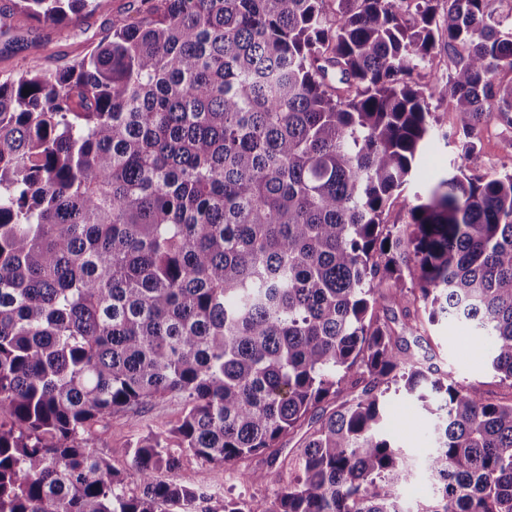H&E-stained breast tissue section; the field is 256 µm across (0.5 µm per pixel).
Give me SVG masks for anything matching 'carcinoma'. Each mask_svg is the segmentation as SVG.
<instances>
[{
    "label": "carcinoma",
    "mask_w": 512,
    "mask_h": 512,
    "mask_svg": "<svg viewBox=\"0 0 512 512\" xmlns=\"http://www.w3.org/2000/svg\"><path fill=\"white\" fill-rule=\"evenodd\" d=\"M489 2L139 0L73 64L0 81V512H197L183 458L272 465L324 403L271 505L224 512H405L400 383L441 396L428 512H512V401L443 382L379 314L469 323L512 388V7ZM15 7L62 26L96 0ZM439 137L451 169L386 223ZM169 395L181 418L114 470L96 427ZM498 127L491 122L483 131L477 159L470 165V173L492 176L500 171L502 157V136Z\"/></svg>",
    "instance_id": "1"
}]
</instances>
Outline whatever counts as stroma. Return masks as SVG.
I'll return each instance as SVG.
<instances>
[{"label": "stroma", "instance_id": "35a3bbf8", "mask_svg": "<svg viewBox=\"0 0 512 512\" xmlns=\"http://www.w3.org/2000/svg\"><path fill=\"white\" fill-rule=\"evenodd\" d=\"M12 0H0V80L16 73L27 60L37 61L48 70L71 65L111 30L136 15L137 0H100L97 11L84 15L61 27L37 25L14 14ZM457 140H439L426 150L418 161L411 182L396 192L387 212L390 224L407 222L409 204L415 194L425 192L449 168L458 152ZM469 329L461 323L440 322L419 333L402 332L401 337L410 353L431 357L441 370L466 387L476 388L486 397L505 400L512 391L502 385L482 356L478 346L469 340ZM385 435L414 463L411 483L403 485L400 492L405 512H422L434 505L437 492L426 468L425 460L431 453L433 417L404 389L390 388L385 396ZM184 402L178 397H168L150 403L136 415H114L107 426L98 428L95 446L105 455L113 468L125 472L130 468L127 453L129 442L147 432H162L172 427L181 417ZM243 463H231L221 468L202 464L194 458H184L176 477L187 485L210 490L212 499L204 502L205 512H220L226 499H256L272 501L279 487L287 481L288 473L280 466L268 467L267 480L258 486L243 483Z\"/></svg>", "mask_w": 512, "mask_h": 512}]
</instances>
